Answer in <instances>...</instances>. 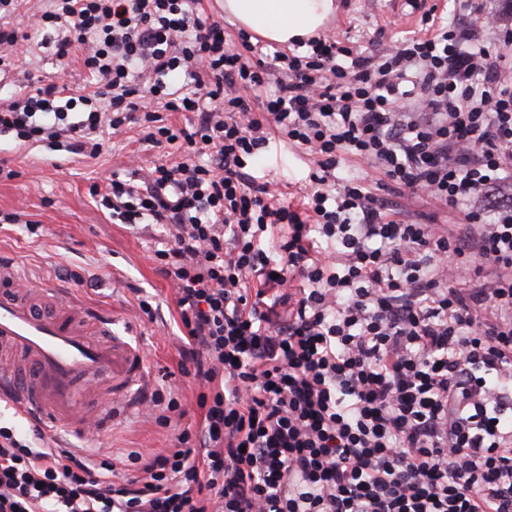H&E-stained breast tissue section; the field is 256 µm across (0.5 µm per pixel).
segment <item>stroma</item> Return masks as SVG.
Instances as JSON below:
<instances>
[{
	"label": "stroma",
	"mask_w": 512,
	"mask_h": 512,
	"mask_svg": "<svg viewBox=\"0 0 512 512\" xmlns=\"http://www.w3.org/2000/svg\"><path fill=\"white\" fill-rule=\"evenodd\" d=\"M335 2L336 11L327 19L325 31L335 33L353 52L366 57L381 55L404 37L421 31L427 7L417 0H403L399 5L390 0ZM48 5V0H22L10 20L12 27L24 29L26 38L7 78L0 81L2 103L35 93L62 67L67 69L73 89L83 90L88 83L78 56L58 58L57 34L52 28L25 27L28 15L41 13ZM132 154L144 167L160 160L175 163L182 159L177 146H151L136 128L106 137L104 150L95 159L0 138V162L16 172L15 178L0 179V217L17 213L22 218L21 223L0 227V268H18L27 281L63 289L76 304L130 323L144 349L153 389L187 393L186 414L180 424L195 427L201 413L190 396L191 384L179 370L173 290L155 274L151 260L165 232L155 224L130 227L112 222L88 194L93 182L126 169ZM260 164L277 173L288 200H298L310 171L309 161L274 143L263 153ZM28 220L43 224L41 236L27 232L24 223ZM147 296L158 307L151 319L133 310L138 299ZM43 434L69 448H108L121 457L131 449L162 451L170 447L174 432L135 412L117 416L107 429L89 434L66 436L50 428Z\"/></svg>",
	"instance_id": "35a3bbf8"
}]
</instances>
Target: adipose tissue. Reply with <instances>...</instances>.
I'll list each match as a JSON object with an SVG mask.
<instances>
[{"label": "adipose tissue", "mask_w": 512, "mask_h": 512, "mask_svg": "<svg viewBox=\"0 0 512 512\" xmlns=\"http://www.w3.org/2000/svg\"><path fill=\"white\" fill-rule=\"evenodd\" d=\"M334 8V0H224L225 14L279 44L306 37Z\"/></svg>", "instance_id": "ef3b65f1"}]
</instances>
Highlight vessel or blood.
I'll return each instance as SVG.
<instances>
[{
	"instance_id": "obj_1",
	"label": "vessel or blood",
	"mask_w": 512,
	"mask_h": 512,
	"mask_svg": "<svg viewBox=\"0 0 512 512\" xmlns=\"http://www.w3.org/2000/svg\"><path fill=\"white\" fill-rule=\"evenodd\" d=\"M103 335L95 341L69 315H49L20 297L0 294V340L23 364L0 365V397L42 425L82 430L98 391L120 400L123 410L138 408V394L149 382L141 348L111 320L94 317Z\"/></svg>"
}]
</instances>
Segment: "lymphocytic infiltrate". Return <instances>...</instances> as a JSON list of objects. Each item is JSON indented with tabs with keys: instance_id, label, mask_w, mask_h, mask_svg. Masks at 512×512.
<instances>
[{
	"instance_id": "lymphocytic-infiltrate-1",
	"label": "lymphocytic infiltrate",
	"mask_w": 512,
	"mask_h": 512,
	"mask_svg": "<svg viewBox=\"0 0 512 512\" xmlns=\"http://www.w3.org/2000/svg\"><path fill=\"white\" fill-rule=\"evenodd\" d=\"M30 16L109 97L63 81L0 103V136L91 158L137 125L183 161L112 173L113 219L168 231L197 429L136 474L0 426V512H512V24L378 57L335 37L239 48L203 0H49ZM193 82L184 91L180 78ZM274 92L262 95L265 86ZM161 102L151 110L147 100ZM174 112L193 121L174 123ZM313 167L298 203L252 170L270 137ZM458 224L401 219L347 160Z\"/></svg>"
}]
</instances>
